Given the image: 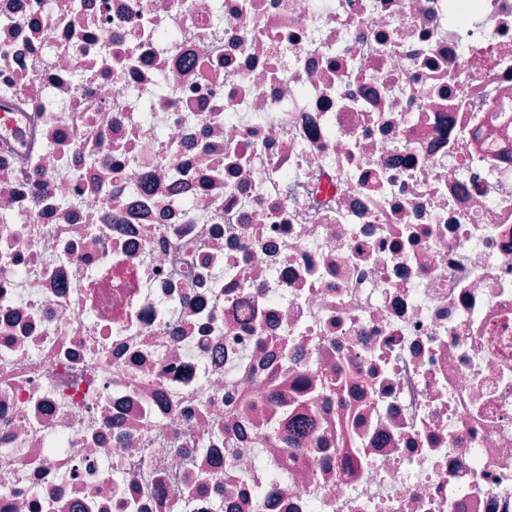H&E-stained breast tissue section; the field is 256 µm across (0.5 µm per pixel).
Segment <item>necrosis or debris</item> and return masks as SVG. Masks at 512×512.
Listing matches in <instances>:
<instances>
[{
  "mask_svg": "<svg viewBox=\"0 0 512 512\" xmlns=\"http://www.w3.org/2000/svg\"><path fill=\"white\" fill-rule=\"evenodd\" d=\"M0 512H512V0H0Z\"/></svg>",
  "mask_w": 512,
  "mask_h": 512,
  "instance_id": "1",
  "label": "necrosis or debris"
}]
</instances>
